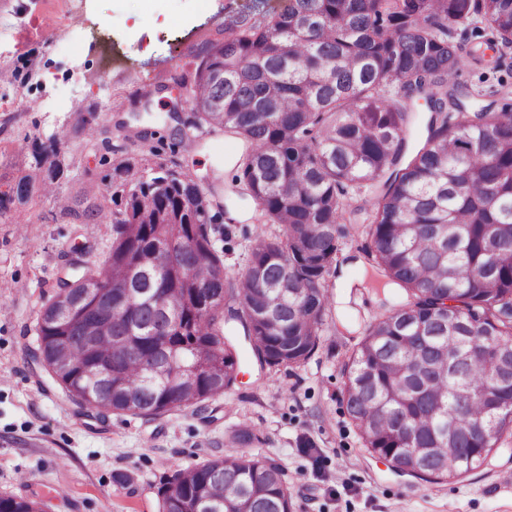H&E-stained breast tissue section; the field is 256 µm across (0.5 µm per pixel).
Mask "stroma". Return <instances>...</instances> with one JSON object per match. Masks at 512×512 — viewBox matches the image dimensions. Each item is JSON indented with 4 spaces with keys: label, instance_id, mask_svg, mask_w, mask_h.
<instances>
[{
    "label": "stroma",
    "instance_id": "35a3bbf8",
    "mask_svg": "<svg viewBox=\"0 0 512 512\" xmlns=\"http://www.w3.org/2000/svg\"><path fill=\"white\" fill-rule=\"evenodd\" d=\"M282 0H0V195L24 174L34 141L63 137L69 166L60 193L94 184L126 157L148 155L196 179L224 211L211 232L224 270L244 269L257 238L280 228L256 219L235 182L245 144L199 129L177 82L200 45L224 36L233 18L256 20ZM473 89L512 84V52L466 63ZM375 194L337 238L331 306L314 353L301 364L261 363L239 322L224 330L236 347L235 384L208 401L156 416L78 414L34 368L37 322L68 271L73 247L100 265L111 224L69 223L54 198L0 214V496L38 500L44 512H160L163 484L181 469L221 456L239 428L258 433L247 454L276 461L292 512H512V439L468 474L428 483L395 471L365 448L343 399L344 370L367 325L403 303L399 288H374L365 250Z\"/></svg>",
    "mask_w": 512,
    "mask_h": 512
}]
</instances>
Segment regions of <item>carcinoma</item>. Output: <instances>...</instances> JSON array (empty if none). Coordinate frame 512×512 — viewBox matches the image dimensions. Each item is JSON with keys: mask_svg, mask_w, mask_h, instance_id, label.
Masks as SVG:
<instances>
[{"mask_svg": "<svg viewBox=\"0 0 512 512\" xmlns=\"http://www.w3.org/2000/svg\"><path fill=\"white\" fill-rule=\"evenodd\" d=\"M512 49V0H284L249 26L232 24L198 55L188 96L199 125L247 143L240 193L282 233L255 241L230 278L207 225L215 201L173 169L112 164L111 209L91 191L58 201L72 221L106 220L112 247L84 276L132 283L123 313L86 296L80 279L49 300L32 354L80 410L152 416L202 407L233 386L234 320L262 363L297 365L314 352L336 263L338 225L354 197L381 189L369 216L367 255L406 295L375 318L345 383L348 413L368 450L416 479L440 483L479 467L512 436V104L467 109L455 77L459 25ZM427 137L408 160L414 113ZM61 138L34 144L8 201L55 193L65 175ZM174 262L138 271L161 253ZM164 289L168 310L153 301ZM124 388L90 382L91 358ZM188 368L194 384L153 380L147 364ZM92 394L88 402L86 394ZM160 490L161 512H291L281 466L231 452L178 473ZM0 512H43L0 496Z\"/></svg>", "mask_w": 512, "mask_h": 512, "instance_id": "obj_1", "label": "carcinoma"}]
</instances>
